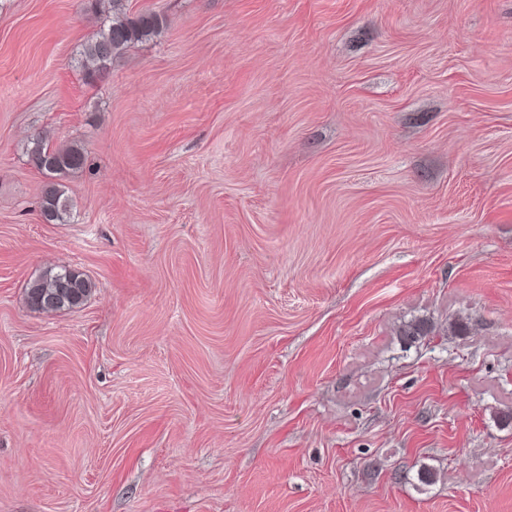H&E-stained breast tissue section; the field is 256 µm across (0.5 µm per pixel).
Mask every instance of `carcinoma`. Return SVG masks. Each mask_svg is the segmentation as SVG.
<instances>
[{
  "mask_svg": "<svg viewBox=\"0 0 512 512\" xmlns=\"http://www.w3.org/2000/svg\"><path fill=\"white\" fill-rule=\"evenodd\" d=\"M93 9L105 14L100 30L84 45L82 65L88 78L105 71L112 60L132 44L156 34L163 18L155 12L131 16L123 0H92ZM29 162L47 178L41 190V217L49 224H64L70 214V200L58 178L83 169L84 149L78 144L52 148L41 136L27 146ZM92 282L81 271L61 267L45 270L28 284L27 303L37 311L70 310L82 305Z\"/></svg>",
  "mask_w": 512,
  "mask_h": 512,
  "instance_id": "carcinoma-1",
  "label": "carcinoma"
}]
</instances>
